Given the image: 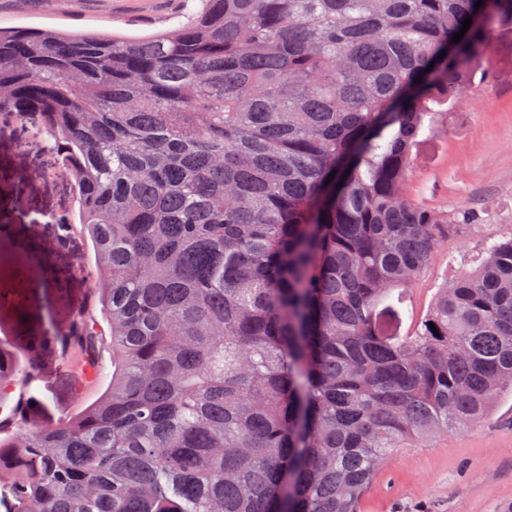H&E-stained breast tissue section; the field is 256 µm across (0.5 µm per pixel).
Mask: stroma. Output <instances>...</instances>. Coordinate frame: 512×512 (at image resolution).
I'll list each match as a JSON object with an SVG mask.
<instances>
[{
  "label": "stroma",
  "mask_w": 512,
  "mask_h": 512,
  "mask_svg": "<svg viewBox=\"0 0 512 512\" xmlns=\"http://www.w3.org/2000/svg\"><path fill=\"white\" fill-rule=\"evenodd\" d=\"M182 0H0V28L118 32L143 35L172 27ZM489 76L449 113L446 125L422 142L412 186L430 206L470 210L421 274L412 301L426 308L452 274L450 258H475L512 231V28L494 29ZM42 159L0 127V344L23 355L33 340L68 319L90 291L91 277L72 273L90 263V244L58 250L54 218L72 213L75 199L38 174ZM46 383L31 391L28 420L53 425L81 403L73 373L58 351L43 355ZM362 512H512V399L485 421L442 436L432 448L388 454L361 503Z\"/></svg>",
  "instance_id": "stroma-1"
}]
</instances>
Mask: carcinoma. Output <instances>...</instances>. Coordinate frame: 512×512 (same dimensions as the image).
<instances>
[{
	"label": "carcinoma",
	"mask_w": 512,
	"mask_h": 512,
	"mask_svg": "<svg viewBox=\"0 0 512 512\" xmlns=\"http://www.w3.org/2000/svg\"><path fill=\"white\" fill-rule=\"evenodd\" d=\"M199 0L143 36L0 29V122L79 205L108 337L97 398L28 426L47 371L0 356L13 512H360L393 448L512 396V232L426 311L400 308L453 227L414 150L486 74L512 0ZM471 26L453 42L462 21ZM421 81H416V78Z\"/></svg>",
	"instance_id": "obj_1"
}]
</instances>
